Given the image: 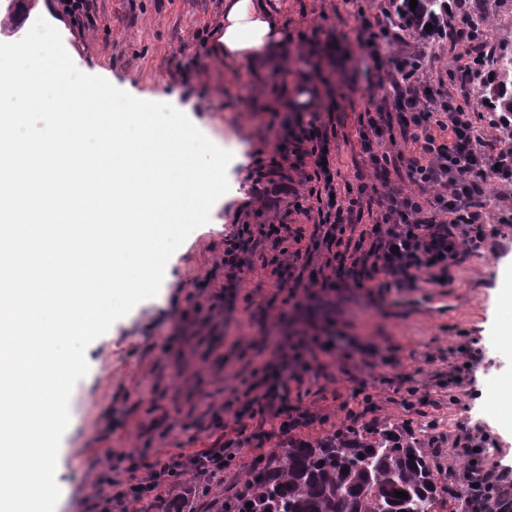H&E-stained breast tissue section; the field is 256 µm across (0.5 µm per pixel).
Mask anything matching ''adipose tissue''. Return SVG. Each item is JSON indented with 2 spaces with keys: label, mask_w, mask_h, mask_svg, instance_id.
Here are the masks:
<instances>
[{
  "label": "adipose tissue",
  "mask_w": 512,
  "mask_h": 512,
  "mask_svg": "<svg viewBox=\"0 0 512 512\" xmlns=\"http://www.w3.org/2000/svg\"><path fill=\"white\" fill-rule=\"evenodd\" d=\"M289 40L269 0H224V27L214 43L217 56L259 69L283 60Z\"/></svg>",
  "instance_id": "ef3b65f1"
}]
</instances>
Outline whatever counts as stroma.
Wrapping results in <instances>:
<instances>
[{"label":"stroma","mask_w":512,"mask_h":512,"mask_svg":"<svg viewBox=\"0 0 512 512\" xmlns=\"http://www.w3.org/2000/svg\"><path fill=\"white\" fill-rule=\"evenodd\" d=\"M292 35L287 67L256 70L215 56L211 41L224 21V0H94L90 22L62 13L58 0H38L18 31L19 41L35 18L58 29L76 67L107 79L135 98L167 103L218 147L237 142L248 156L273 155L275 134L293 123L294 84L311 79L320 106H334L342 126L336 166L352 184L372 183L373 170L359 154L358 115L366 102L382 104L390 87L351 82L361 53L354 14L380 16L391 0H273ZM489 18L487 45L512 49V0H481ZM425 49L424 80L447 86L449 73L467 62L462 46L448 38L407 32L395 50L406 56ZM229 189L169 259L158 295L136 305L86 349L88 374L72 391L71 421L64 433L56 473L61 496L56 512H95L92 487L100 468L96 449L133 455L139 464L205 448L217 431L209 426V403L232 399L248 375L257 348L274 342L290 348L311 328L340 333L338 359L304 372L290 385L292 404L316 419L301 430L313 441L344 420L343 403L367 386L374 396L365 424L437 418L455 436L486 440L483 463L512 464V407L492 404V394L512 378V343L501 334L498 297L512 286V223L499 225L500 257L469 254L443 285L420 284L409 292L360 288L345 281L327 297L300 310L273 301L275 286L260 262L238 274L242 293L229 315L194 314L198 288L224 285V237L240 224H291L312 234L316 213L288 208L277 195L253 192L251 168L230 162ZM478 348L472 386L477 399L448 400L450 367L466 361L465 347ZM413 396L414 407L403 403Z\"/></svg>","instance_id":"1"}]
</instances>
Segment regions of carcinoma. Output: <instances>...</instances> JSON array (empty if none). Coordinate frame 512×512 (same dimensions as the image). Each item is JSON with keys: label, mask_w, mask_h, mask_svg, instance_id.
Segmentation results:
<instances>
[{"label": "carcinoma", "mask_w": 512, "mask_h": 512, "mask_svg": "<svg viewBox=\"0 0 512 512\" xmlns=\"http://www.w3.org/2000/svg\"><path fill=\"white\" fill-rule=\"evenodd\" d=\"M407 22L425 21L432 29L451 27L447 0H403ZM503 81L489 88L499 112H512V87L504 78L512 67L499 64ZM435 440H419L403 424L364 427L345 421L312 442L290 436L247 472L249 491L222 502L217 512H458L462 498L448 497L440 485ZM404 491L406 498L394 492ZM497 492L488 487L470 493L474 512H495ZM252 506H247V503Z\"/></svg>", "instance_id": "1"}]
</instances>
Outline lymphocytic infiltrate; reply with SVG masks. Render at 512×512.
<instances>
[{
	"label": "lymphocytic infiltrate",
	"mask_w": 512,
	"mask_h": 512,
	"mask_svg": "<svg viewBox=\"0 0 512 512\" xmlns=\"http://www.w3.org/2000/svg\"><path fill=\"white\" fill-rule=\"evenodd\" d=\"M402 29L391 11L373 21L361 20L355 29L363 49L356 61L357 74L381 85L392 84L397 91L394 111L366 108L360 113V144L376 180L387 183L392 172L402 169L419 186V193L389 194L380 217L362 225L372 202L368 188L337 182V171L328 163L330 144L337 136L335 116L312 113L308 124L289 128L278 140L275 158L257 162L254 182L262 192L315 203L332 277L297 273L302 252L290 250L288 244L301 242L300 230L288 224H245L224 238L228 286L196 303V312L210 314L235 306L237 273L255 256L269 268L278 290L284 291L285 304L296 309L313 294L333 290L334 276L346 271L380 288L412 289L423 277L431 283L448 278L463 252L493 256L501 252L489 223L512 222V211L491 212L485 188L492 182L512 187V148H495L485 131L492 128L512 136V113L469 111L464 101L479 84L467 70L449 75L453 90L431 92L422 80L420 56L413 54L396 61L393 68H383L382 61L391 56ZM399 139L412 143L410 154L392 150ZM288 159L302 166L301 177L278 182L282 163ZM357 223L362 229L354 242L346 233ZM336 350L334 332L324 330L300 344L294 355L252 361L245 388L235 398L236 420L258 418L282 435L305 428L311 416L291 404L288 384L300 380L309 361L334 358ZM241 447L240 440L230 438L157 459L144 472L130 463L127 480L108 478L98 483L95 505L98 512H135L144 499H159L180 487L188 474L195 477L199 490L211 492L226 471L238 466Z\"/></svg>",
	"instance_id": "f902f5d3"
}]
</instances>
